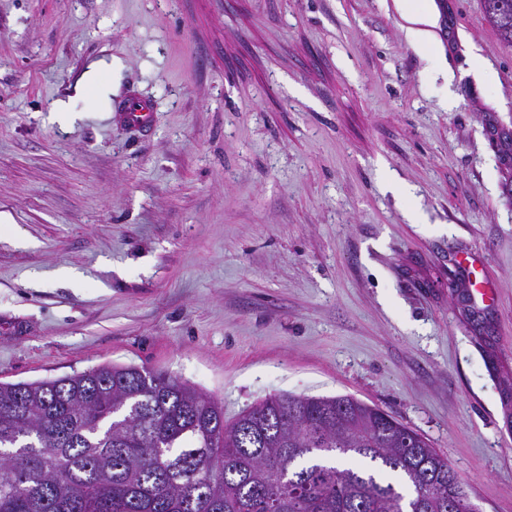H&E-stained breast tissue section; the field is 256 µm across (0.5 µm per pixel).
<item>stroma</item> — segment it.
Instances as JSON below:
<instances>
[{
  "label": "stroma",
  "instance_id": "stroma-1",
  "mask_svg": "<svg viewBox=\"0 0 512 512\" xmlns=\"http://www.w3.org/2000/svg\"><path fill=\"white\" fill-rule=\"evenodd\" d=\"M434 2L0 0V381L350 395L512 512V45ZM397 8L402 12L408 22L416 27L410 28L414 38V44L418 48H425L434 43V35L429 29L436 24V6L426 2L421 8L410 4L409 0H396Z\"/></svg>",
  "mask_w": 512,
  "mask_h": 512
}]
</instances>
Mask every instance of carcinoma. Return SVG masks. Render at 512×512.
Listing matches in <instances>:
<instances>
[{
    "instance_id": "obj_1",
    "label": "carcinoma",
    "mask_w": 512,
    "mask_h": 512,
    "mask_svg": "<svg viewBox=\"0 0 512 512\" xmlns=\"http://www.w3.org/2000/svg\"><path fill=\"white\" fill-rule=\"evenodd\" d=\"M512 43V0H484ZM0 512H477L420 434L350 395L270 396L232 422L134 365L0 382Z\"/></svg>"
}]
</instances>
